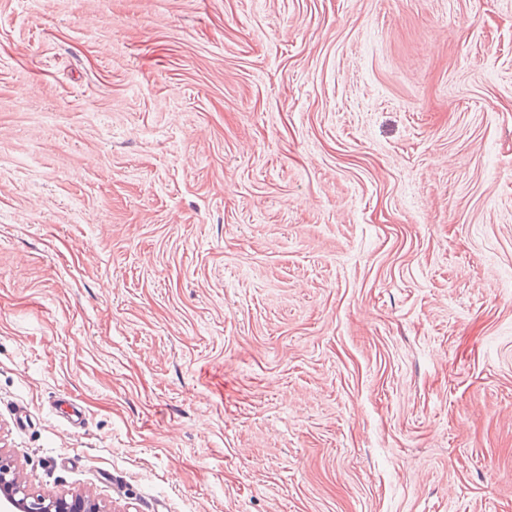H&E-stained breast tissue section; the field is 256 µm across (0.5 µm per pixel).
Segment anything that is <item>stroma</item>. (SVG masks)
I'll list each match as a JSON object with an SVG mask.
<instances>
[{"label":"stroma","mask_w":512,"mask_h":512,"mask_svg":"<svg viewBox=\"0 0 512 512\" xmlns=\"http://www.w3.org/2000/svg\"><path fill=\"white\" fill-rule=\"evenodd\" d=\"M0 454L512 512V0H0Z\"/></svg>","instance_id":"35a3bbf8"}]
</instances>
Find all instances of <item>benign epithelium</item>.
I'll return each instance as SVG.
<instances>
[{
    "label": "benign epithelium",
    "mask_w": 512,
    "mask_h": 512,
    "mask_svg": "<svg viewBox=\"0 0 512 512\" xmlns=\"http://www.w3.org/2000/svg\"><path fill=\"white\" fill-rule=\"evenodd\" d=\"M97 507L82 496L30 498L18 480L13 464L0 455V512H96Z\"/></svg>",
    "instance_id": "7a95c632"
}]
</instances>
